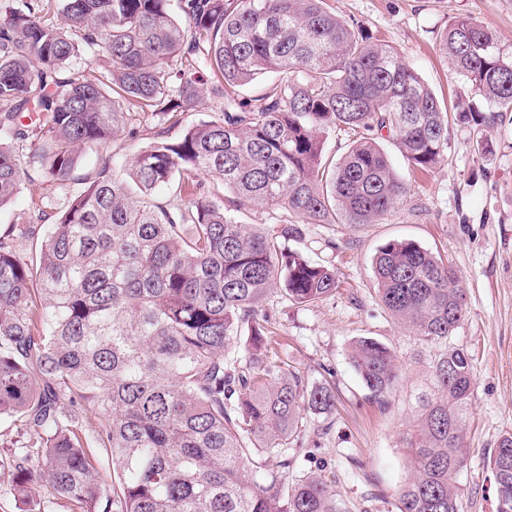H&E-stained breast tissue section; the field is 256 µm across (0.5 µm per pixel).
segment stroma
Returning a JSON list of instances; mask_svg holds the SVG:
<instances>
[{"label":"stroma","instance_id":"35a3bbf8","mask_svg":"<svg viewBox=\"0 0 512 512\" xmlns=\"http://www.w3.org/2000/svg\"><path fill=\"white\" fill-rule=\"evenodd\" d=\"M336 14L361 25L374 39L396 48L448 106L466 101L467 88L440 55L441 31L470 16L496 32L512 54V0H329ZM205 101L180 115L178 124L155 125L132 114L134 153L154 139L172 140L187 126L218 118ZM450 124L448 149L428 174L407 167L387 144L411 191L378 224H306L299 249L329 261L336 273L333 296L313 305L271 298L267 309L283 352L308 383L329 384L336 396L324 434L307 432L303 448L290 449L291 476L318 469L334 476L344 512H396L394 494L408 477L402 438L414 419L416 385L428 372L429 347L398 325L381 304L373 274L377 249L408 239L447 259L466 290L467 313L448 339L471 358L474 392L466 426L467 467L457 481L461 512H496L497 486L489 466L500 436L512 432V112L487 134ZM54 188L30 171L17 197L0 208V230L37 221L38 208L54 201ZM374 338L396 354L402 378L388 408L372 403L349 360L351 343Z\"/></svg>","mask_w":512,"mask_h":512}]
</instances>
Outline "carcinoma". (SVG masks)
I'll list each match as a JSON object with an SVG mask.
<instances>
[{
    "instance_id": "1",
    "label": "carcinoma",
    "mask_w": 512,
    "mask_h": 512,
    "mask_svg": "<svg viewBox=\"0 0 512 512\" xmlns=\"http://www.w3.org/2000/svg\"><path fill=\"white\" fill-rule=\"evenodd\" d=\"M53 7L59 25L46 19ZM178 11L171 0H0V207L29 165L58 204L46 230L0 234V420L14 428L0 438V497L19 512H343L328 476L289 479L285 449L334 395L271 346L266 303L336 292L327 262L289 246L301 225L384 220L410 188L381 141L433 170L449 121L482 130L512 112V55L488 26L450 24L441 53L493 107L450 113L327 0H178ZM269 72L261 94L244 95ZM206 99L219 119L151 142L121 169L108 155L77 174L88 153L122 149L120 133L137 137L131 113L165 124ZM31 111L40 118L23 122ZM339 135L347 150L325 156ZM243 208L264 222L239 223ZM373 271L383 306L426 343L460 326L466 293L441 257L392 240ZM350 359L388 407L396 354L360 337ZM472 394L469 354L438 351L403 437L398 512H460ZM490 463L497 512H512V432Z\"/></svg>"
}]
</instances>
